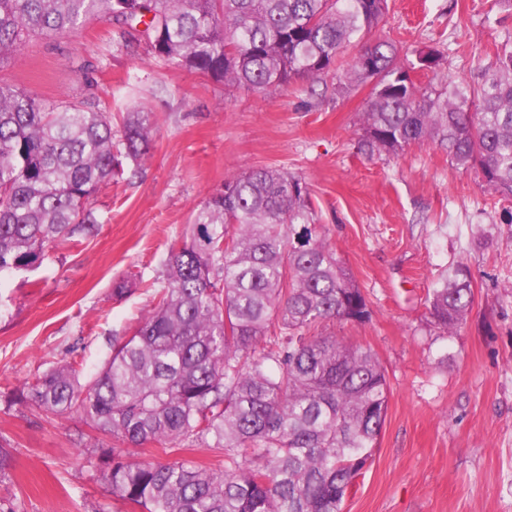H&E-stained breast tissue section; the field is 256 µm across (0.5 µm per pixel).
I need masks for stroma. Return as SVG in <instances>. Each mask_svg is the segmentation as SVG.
Listing matches in <instances>:
<instances>
[{
  "label": "stroma",
  "instance_id": "1",
  "mask_svg": "<svg viewBox=\"0 0 512 512\" xmlns=\"http://www.w3.org/2000/svg\"><path fill=\"white\" fill-rule=\"evenodd\" d=\"M385 29L435 48L436 71L474 83L512 41L498 0H388ZM0 77L47 101L94 99L113 117L150 110L135 173L91 200L99 226L78 248L0 284V512H135L89 458L108 439L75 414L48 415L13 390L64 364L88 382L163 287L168 249L230 176L277 167L306 181L319 224L372 311L323 331L370 347L390 390L372 461L343 512H512V199L485 189L432 145L396 156L360 147L368 88L332 78L262 96L156 57L141 35L91 18L74 35L33 38ZM469 268L472 308L457 333L428 313L439 275ZM127 292L115 296L118 283Z\"/></svg>",
  "mask_w": 512,
  "mask_h": 512
}]
</instances>
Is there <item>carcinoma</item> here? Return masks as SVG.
<instances>
[{
	"label": "carcinoma",
	"instance_id": "cac0c4a2",
	"mask_svg": "<svg viewBox=\"0 0 512 512\" xmlns=\"http://www.w3.org/2000/svg\"><path fill=\"white\" fill-rule=\"evenodd\" d=\"M385 13L386 0H0V68L33 36L95 17L122 37L140 32L168 62L264 95L328 74L340 92L369 83L363 150L432 144L511 199L512 50L476 84L421 86L413 74L438 66V52L363 41ZM152 133L145 110L116 126L110 112L0 78V276L92 234V197L141 159ZM163 279L89 384L68 364L19 396L110 436L99 479L139 512H342L373 456L388 387L371 349L310 335L331 320L366 323L371 311L316 223L307 183L271 167L225 179L169 250ZM473 301L470 270L458 265L429 293V313L453 333ZM147 444L166 455L209 448L224 464L126 453Z\"/></svg>",
	"mask_w": 512,
	"mask_h": 512
}]
</instances>
